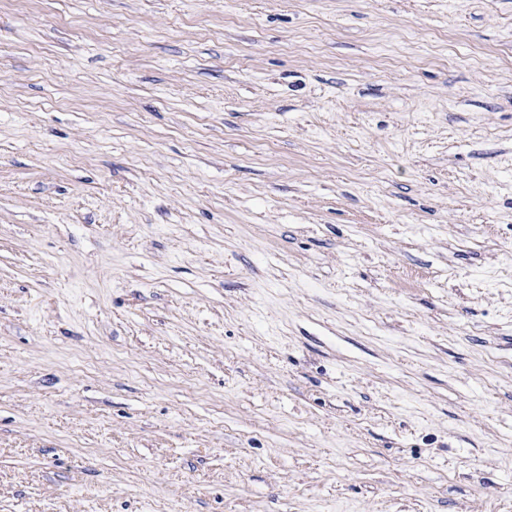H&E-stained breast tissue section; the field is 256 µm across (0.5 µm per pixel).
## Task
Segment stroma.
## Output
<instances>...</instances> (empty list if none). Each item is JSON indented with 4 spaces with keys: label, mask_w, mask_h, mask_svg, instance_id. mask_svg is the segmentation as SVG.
<instances>
[{
    "label": "stroma",
    "mask_w": 512,
    "mask_h": 512,
    "mask_svg": "<svg viewBox=\"0 0 512 512\" xmlns=\"http://www.w3.org/2000/svg\"><path fill=\"white\" fill-rule=\"evenodd\" d=\"M0 512H512V0H0Z\"/></svg>",
    "instance_id": "obj_1"
}]
</instances>
